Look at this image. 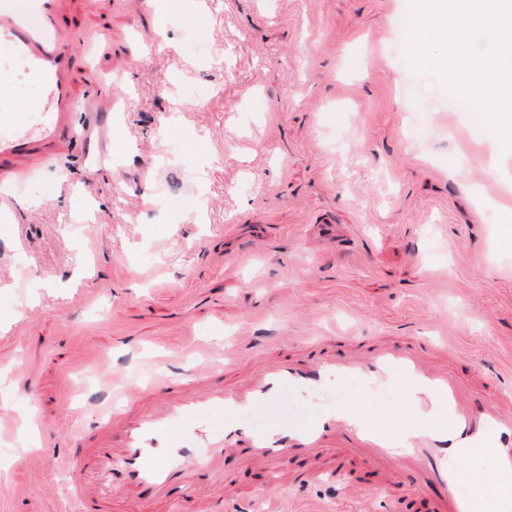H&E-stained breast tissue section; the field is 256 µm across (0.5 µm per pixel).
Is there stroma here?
<instances>
[{
	"instance_id": "obj_1",
	"label": "stroma",
	"mask_w": 512,
	"mask_h": 512,
	"mask_svg": "<svg viewBox=\"0 0 512 512\" xmlns=\"http://www.w3.org/2000/svg\"><path fill=\"white\" fill-rule=\"evenodd\" d=\"M411 9L170 0L160 19L152 0H48L72 102L50 140L44 87L0 62V134L22 142L0 155V512H67L61 464L98 443L90 396L116 372L197 389L205 369L225 384L270 356L419 341L452 347L474 407L512 396V156L491 173L495 139L411 64ZM325 400L402 411L396 386L353 379ZM288 468L275 497L270 470L228 455L223 486L178 475L103 512H439L437 487L380 492L376 467L330 448Z\"/></svg>"
}]
</instances>
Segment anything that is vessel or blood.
<instances>
[{"mask_svg": "<svg viewBox=\"0 0 512 512\" xmlns=\"http://www.w3.org/2000/svg\"><path fill=\"white\" fill-rule=\"evenodd\" d=\"M57 36L46 22L36 21L15 0H0V56L32 61L28 74L49 90L54 112L70 108L66 63L56 49ZM358 377L377 383L399 381L402 403L414 415V426L402 431L356 412L328 410L290 425L287 432L251 429L241 416L270 400L322 390L337 381ZM156 386L165 398L144 404L141 390H123L125 404L135 416L121 420L111 407L100 410L102 438L88 456L64 462L72 512H101L116 486L132 489L150 485L163 489L177 474L190 470L223 482L225 455L266 466L279 477L277 486L290 487L288 464L294 453L323 448L363 450L374 462L394 468L411 466L445 484L442 512H512V494L497 498L483 510V493L461 495L458 478L446 468L449 454L479 448L495 451V473L512 472V399L505 397L472 414L469 394L446 366L428 357L423 347L378 344L345 360L315 356L311 361L280 356L252 370L229 387L202 392L176 390L165 380Z\"/></svg>", "mask_w": 512, "mask_h": 512, "instance_id": "obj_1", "label": "vessel or blood"}]
</instances>
